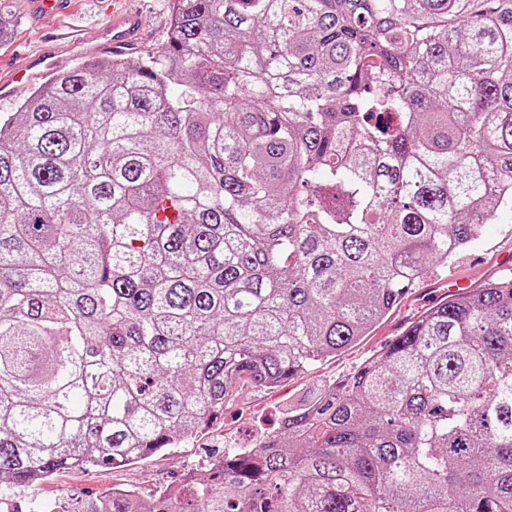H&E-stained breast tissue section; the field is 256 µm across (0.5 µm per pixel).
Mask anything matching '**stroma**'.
<instances>
[{"label":"stroma","mask_w":512,"mask_h":512,"mask_svg":"<svg viewBox=\"0 0 512 512\" xmlns=\"http://www.w3.org/2000/svg\"><path fill=\"white\" fill-rule=\"evenodd\" d=\"M18 18L16 28L0 39V120L18 112L31 92L51 77L38 60L49 49L59 51L63 68L82 59L73 39L84 45L101 41L110 0H63L52 17L37 13L31 0H9ZM141 18L134 55L161 53L167 42L172 0H132ZM512 260V219L484 225L477 243L448 266L434 267L408 290L401 302L375 328L336 355L318 361L270 388L237 383L224 404V414L205 432L146 460L119 468H91L54 474L38 488H11L12 512H41L42 504L58 512H91L96 500L114 487H132L145 494L175 487L192 476H205L209 465L228 449H254L280 424L288 405L311 398L323 384L342 379L364 361L375 357L408 323L448 298L452 279L480 286L501 275Z\"/></svg>","instance_id":"1"}]
</instances>
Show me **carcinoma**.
Instances as JSON below:
<instances>
[{"label": "carcinoma", "instance_id": "carcinoma-1", "mask_svg": "<svg viewBox=\"0 0 512 512\" xmlns=\"http://www.w3.org/2000/svg\"><path fill=\"white\" fill-rule=\"evenodd\" d=\"M172 2L0 122V486L175 447L512 216V0ZM92 512H512V277ZM131 7L141 18L140 36L134 49L118 54H160L166 47L172 0H134Z\"/></svg>", "mask_w": 512, "mask_h": 512}]
</instances>
